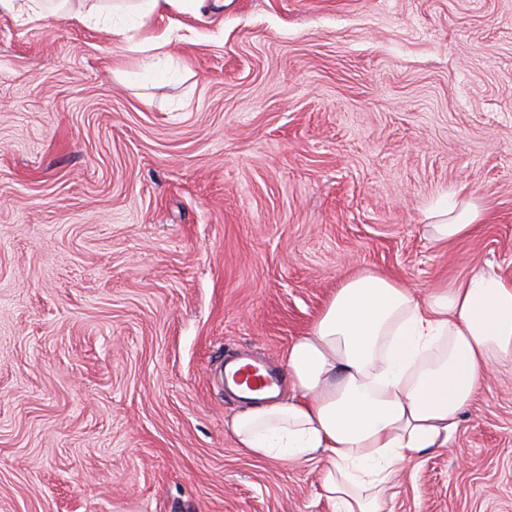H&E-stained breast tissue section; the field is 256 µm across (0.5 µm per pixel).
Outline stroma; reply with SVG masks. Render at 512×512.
Wrapping results in <instances>:
<instances>
[{"label":"stroma","mask_w":512,"mask_h":512,"mask_svg":"<svg viewBox=\"0 0 512 512\" xmlns=\"http://www.w3.org/2000/svg\"><path fill=\"white\" fill-rule=\"evenodd\" d=\"M171 80L0 13V512H331L237 448L224 360L280 366L347 276L512 279V0H228ZM481 198L430 242L443 192ZM392 512H512V364ZM424 224L430 239L437 243H448L470 236L486 219L485 208L477 200L469 199L457 209V204L432 208L426 213Z\"/></svg>","instance_id":"35a3bbf8"}]
</instances>
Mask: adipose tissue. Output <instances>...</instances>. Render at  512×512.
Returning <instances> with one entry per match:
<instances>
[{"instance_id":"ef3b65f1","label":"adipose tissue","mask_w":512,"mask_h":512,"mask_svg":"<svg viewBox=\"0 0 512 512\" xmlns=\"http://www.w3.org/2000/svg\"><path fill=\"white\" fill-rule=\"evenodd\" d=\"M205 0H0L21 21L94 23L127 39L144 18ZM434 242L470 236L477 200L430 209ZM512 362V280L471 269L456 286L417 291L372 272L345 278L282 358L287 395H259L226 427L249 455L318 461L333 512H385L409 461L450 446L460 416L496 364Z\"/></svg>"}]
</instances>
